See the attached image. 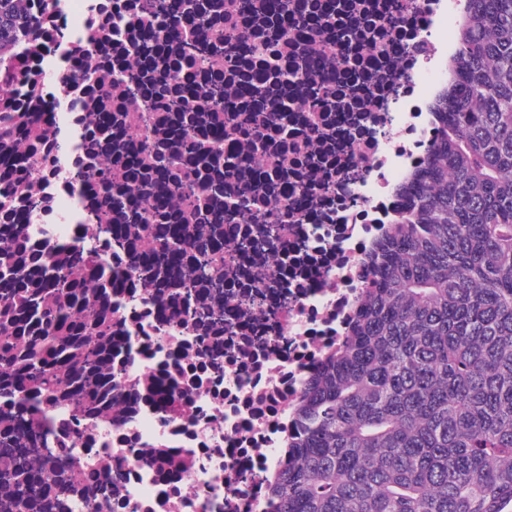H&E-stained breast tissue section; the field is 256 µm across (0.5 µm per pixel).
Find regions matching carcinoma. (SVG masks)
Segmentation results:
<instances>
[{
  "mask_svg": "<svg viewBox=\"0 0 512 512\" xmlns=\"http://www.w3.org/2000/svg\"><path fill=\"white\" fill-rule=\"evenodd\" d=\"M432 157L304 389L272 512H504L512 504V0H466ZM0 0V40L16 26ZM0 232V512H70L86 470L43 416L112 413V270ZM201 254L181 287L214 274ZM72 482L58 487L52 458Z\"/></svg>",
  "mask_w": 512,
  "mask_h": 512,
  "instance_id": "carcinoma-1",
  "label": "carcinoma"
}]
</instances>
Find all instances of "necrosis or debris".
<instances>
[{"instance_id":"necrosis-or-debris-1","label":"necrosis or debris","mask_w":512,"mask_h":512,"mask_svg":"<svg viewBox=\"0 0 512 512\" xmlns=\"http://www.w3.org/2000/svg\"><path fill=\"white\" fill-rule=\"evenodd\" d=\"M159 0H20L16 34L0 44L15 73L12 119L0 132V189L43 247L83 250L89 224H121L112 246V416L73 423L70 455L112 462V512H270V484L294 428L295 407L320 361L347 331L368 253L398 216L404 186L426 165L436 114L448 100L465 0H182L173 34L148 40ZM235 16L226 27V13ZM194 50L184 73L177 62ZM434 73L428 85L420 72ZM192 83L195 107L178 101ZM248 86L247 95L238 87ZM164 97L167 109L156 108ZM102 112L104 127H83ZM260 128L217 144L213 117ZM43 149L23 168L6 146L32 129ZM139 130L145 164L128 195L96 161L123 163ZM190 173L181 205L157 214L152 235L186 268L199 251L224 260L223 320L163 264L140 261L137 225L160 172ZM200 232L171 237L181 207ZM288 211L269 224L266 210ZM165 304L192 310L180 320ZM166 373L173 395L151 378Z\"/></svg>"}]
</instances>
